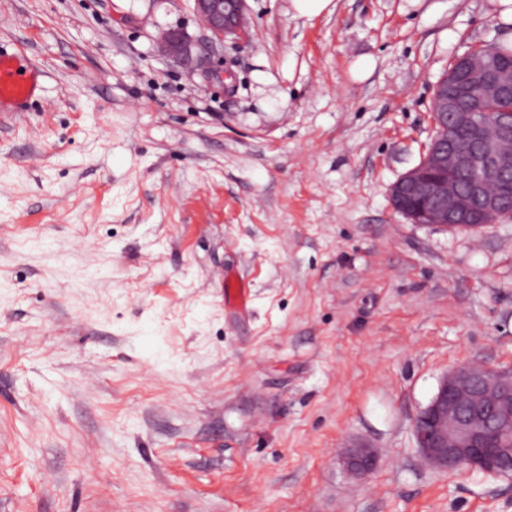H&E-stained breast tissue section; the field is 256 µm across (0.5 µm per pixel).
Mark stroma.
<instances>
[{"mask_svg":"<svg viewBox=\"0 0 512 512\" xmlns=\"http://www.w3.org/2000/svg\"><path fill=\"white\" fill-rule=\"evenodd\" d=\"M246 18L207 79L154 46L201 36L193 0H0V49L41 72L0 112V512H512V478L413 436L446 371L512 370V217L444 232L390 201L434 85L500 21ZM345 468L358 476H367L375 469V451L366 445H356L345 450L341 456Z\"/></svg>","mask_w":512,"mask_h":512,"instance_id":"obj_1","label":"stroma"}]
</instances>
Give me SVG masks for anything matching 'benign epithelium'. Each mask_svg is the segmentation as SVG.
I'll list each match as a JSON object with an SVG mask.
<instances>
[{"label":"benign epithelium","mask_w":512,"mask_h":512,"mask_svg":"<svg viewBox=\"0 0 512 512\" xmlns=\"http://www.w3.org/2000/svg\"><path fill=\"white\" fill-rule=\"evenodd\" d=\"M206 34L193 41L175 29L161 32L159 50L209 75L208 62L229 36L244 39L246 0H193ZM512 101V64L490 54L454 58L435 84L436 135L420 162L391 188L393 209L414 224L474 231L512 215V196L491 183L512 177V109L480 119L495 104ZM420 455L442 472L463 466L495 476L512 475V371L468 364L451 369L414 421ZM358 476L375 469V451L356 445L341 456Z\"/></svg>","instance_id":"1"}]
</instances>
